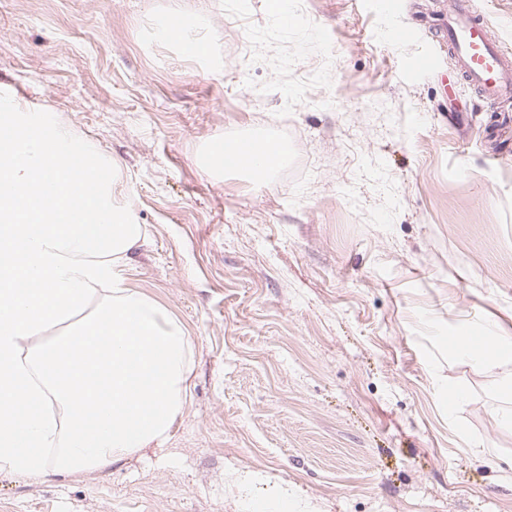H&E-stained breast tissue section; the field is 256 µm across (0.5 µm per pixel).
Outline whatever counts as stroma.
I'll use <instances>...</instances> for the list:
<instances>
[{"instance_id": "stroma-1", "label": "stroma", "mask_w": 512, "mask_h": 512, "mask_svg": "<svg viewBox=\"0 0 512 512\" xmlns=\"http://www.w3.org/2000/svg\"><path fill=\"white\" fill-rule=\"evenodd\" d=\"M512 56V0H472ZM0 0V91L115 165L146 230L123 277L192 341L168 442L30 482L0 512H512V399L449 337L512 326V127L415 71L418 0ZM196 20L212 55L149 31ZM393 25L413 29L392 45ZM288 150L265 180L209 173L215 142ZM487 451H470L468 439Z\"/></svg>"}]
</instances>
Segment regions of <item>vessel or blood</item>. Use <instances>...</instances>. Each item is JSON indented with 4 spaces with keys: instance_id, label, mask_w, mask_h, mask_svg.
<instances>
[{
    "instance_id": "vessel-or-blood-1",
    "label": "vessel or blood",
    "mask_w": 512,
    "mask_h": 512,
    "mask_svg": "<svg viewBox=\"0 0 512 512\" xmlns=\"http://www.w3.org/2000/svg\"><path fill=\"white\" fill-rule=\"evenodd\" d=\"M447 53L456 59L459 79L475 91L484 106H494L512 95V57L501 51L490 34L489 20L473 11L470 0H452L450 8L440 10L432 46L415 58L413 66L421 72H438ZM223 161L228 168H255L263 163L249 138L225 146Z\"/></svg>"
}]
</instances>
